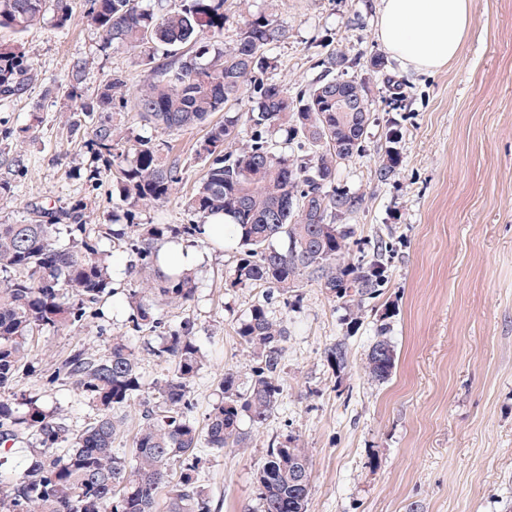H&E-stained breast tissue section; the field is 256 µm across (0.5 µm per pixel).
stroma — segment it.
Returning <instances> with one entry per match:
<instances>
[{
    "label": "stroma",
    "instance_id": "35a3bbf8",
    "mask_svg": "<svg viewBox=\"0 0 512 512\" xmlns=\"http://www.w3.org/2000/svg\"><path fill=\"white\" fill-rule=\"evenodd\" d=\"M471 27L461 56L419 74L399 62L389 71L403 83L404 99L389 105L378 79L369 78L375 121L363 157L341 165L337 178L363 193L351 218L362 250L390 245L388 282L365 304L360 323L348 328L344 311L317 283L298 288L288 306L265 289L231 286L234 242L200 246L202 261L193 301L159 310L160 328L143 338L130 322L126 296L138 278L129 270L127 245L104 241L115 264L111 292L96 315L63 331H46L32 346L37 371L12 385L15 393H39L68 413L74 429L96 416L71 385L51 376L73 352L106 353L116 336L142 350L146 379L166 375L168 362L148 354L165 331L189 320L193 336L211 355L192 389L193 414L204 419L218 400L225 371L248 377L252 363L235 333L249 307L266 300L288 324L283 345V392L267 423L251 432L244 449L204 455L200 471L214 512H259L255 473L272 442L293 436L312 464L308 512H512V0H473ZM66 26L45 19L21 37L31 66L24 89L0 99V155H20L17 167L0 166L11 193L0 198V223L16 224L34 203L47 211L87 198L83 217L95 226L123 210L108 171L87 181L94 163L65 93L73 59L89 69L80 92L97 104L105 82L122 73L127 89L148 72L138 51L102 47L87 22L86 0H69ZM380 0H249L250 11L273 12L286 36L272 54L274 76L288 87L310 83L328 48L367 59L382 52L375 37ZM402 133L403 159L391 180H374L390 123ZM120 125L130 135L172 147L182 182L169 199L136 212L140 224H187L185 200L205 167L196 156L206 126L161 133L144 125L134 107ZM395 315L382 319L385 307ZM388 324L397 351L391 377L367 380L362 364L377 328ZM346 340L348 363L336 370L326 354Z\"/></svg>",
    "mask_w": 512,
    "mask_h": 512
}]
</instances>
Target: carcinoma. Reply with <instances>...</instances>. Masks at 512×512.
<instances>
[{
  "instance_id": "cac0c4a2",
  "label": "carcinoma",
  "mask_w": 512,
  "mask_h": 512,
  "mask_svg": "<svg viewBox=\"0 0 512 512\" xmlns=\"http://www.w3.org/2000/svg\"><path fill=\"white\" fill-rule=\"evenodd\" d=\"M87 21L102 44L138 49L151 78L134 92V106L145 124L171 132L208 123L216 112L224 121L210 124L196 149L207 171L187 200L190 224H137L136 209L165 202L181 175L180 160L162 152L148 137H124L116 107H125L124 79L114 75L101 92L102 110L79 93L87 61L71 65L67 98L71 111L92 115L86 129L94 159L112 172L123 215L101 224L97 234L78 222L88 209L84 199L54 212L49 224L25 219L0 224V389L21 374L34 372L30 342L44 330H64L81 321L110 288L111 254L102 239L128 240L130 268L139 286L128 296L134 330H156L161 306H183L196 293L195 272L169 274L158 263L165 241L204 239L211 217L233 223L238 258L233 286H258L286 296L304 280L313 281L342 304L345 320L356 324L365 303L388 282L387 243L372 253L351 255L353 228L347 220L363 206L364 195L336 179L337 168L367 151L373 121L365 82L336 86V76L358 64L341 50L319 61L320 75L295 91L270 77L277 68L273 45L286 35L264 11L241 16L236 42L224 46L231 16L227 0H177L155 8L152 0H89ZM53 12L57 25L70 20L67 0H0V96L24 88L27 62L19 38ZM188 46L184 53L181 48ZM366 68L382 78L391 99L403 98L402 84L388 72L380 54ZM247 97V110L233 112L232 101ZM247 127L249 139L236 154L224 143ZM285 135L282 150L276 135ZM401 129L387 127L386 146L375 170L377 181L391 180L402 165ZM67 233L69 243L58 238ZM185 321L168 331L153 354L172 363L161 379L146 384L140 352L123 336L112 337L102 355L79 350L50 382L65 381L96 407L84 429L72 428L65 410L48 408L34 395L17 400L0 395V447L5 453L29 433L34 441L20 449L23 468L0 472V512H211L210 495L199 479L204 448H246L249 433L266 424L283 391L282 344L285 321L260 301L249 308L236 335L256 361L247 381L224 373L219 400L201 425L192 416L191 389L207 356ZM337 368L347 364V345L338 340L328 351ZM396 351L380 327L369 349L364 373L375 382L390 378ZM148 394L145 411L126 453L114 447L126 424L125 408ZM260 512H307L311 490L308 451L290 439L267 449L255 477ZM164 499H159L160 493Z\"/></svg>"
}]
</instances>
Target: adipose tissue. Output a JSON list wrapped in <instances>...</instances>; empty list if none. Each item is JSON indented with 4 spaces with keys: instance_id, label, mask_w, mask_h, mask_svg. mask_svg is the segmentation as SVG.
<instances>
[{
    "instance_id": "ef3b65f1",
    "label": "adipose tissue",
    "mask_w": 512,
    "mask_h": 512,
    "mask_svg": "<svg viewBox=\"0 0 512 512\" xmlns=\"http://www.w3.org/2000/svg\"><path fill=\"white\" fill-rule=\"evenodd\" d=\"M473 0H381L375 37L416 71L433 72L461 55Z\"/></svg>"
}]
</instances>
